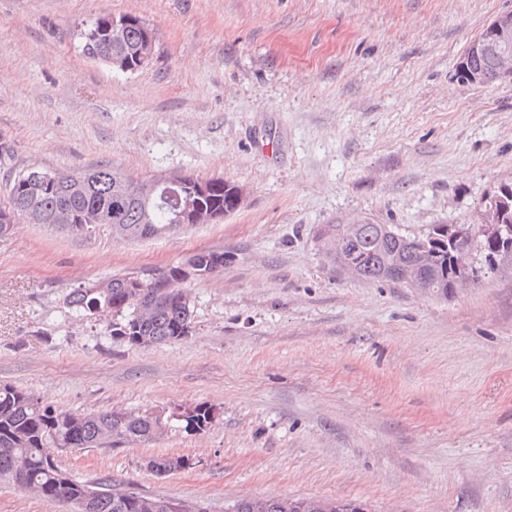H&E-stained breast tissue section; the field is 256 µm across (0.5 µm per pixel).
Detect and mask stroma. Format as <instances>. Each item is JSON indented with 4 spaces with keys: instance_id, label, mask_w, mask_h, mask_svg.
Masks as SVG:
<instances>
[{
    "instance_id": "stroma-1",
    "label": "stroma",
    "mask_w": 512,
    "mask_h": 512,
    "mask_svg": "<svg viewBox=\"0 0 512 512\" xmlns=\"http://www.w3.org/2000/svg\"><path fill=\"white\" fill-rule=\"evenodd\" d=\"M512 0H0V200L22 170L106 163L243 186L216 224L123 242L17 222L0 238V384L76 413L170 414L112 450L52 449L59 467L225 512L254 497L358 499L371 512H512V260L435 295L358 279L320 230L356 218L419 232L474 224L512 181V80L459 82L470 42ZM132 13L149 64L87 58L79 32ZM188 338L136 348L78 317V286L168 271ZM186 455L165 476L149 459ZM189 259L194 260V263L198 267L197 269L198 272H200V275L197 277H203L215 272V269L219 264H224V253L211 250H201L193 254ZM194 263L188 262L186 266L182 267V277L184 279H188L199 274Z\"/></svg>"
}]
</instances>
